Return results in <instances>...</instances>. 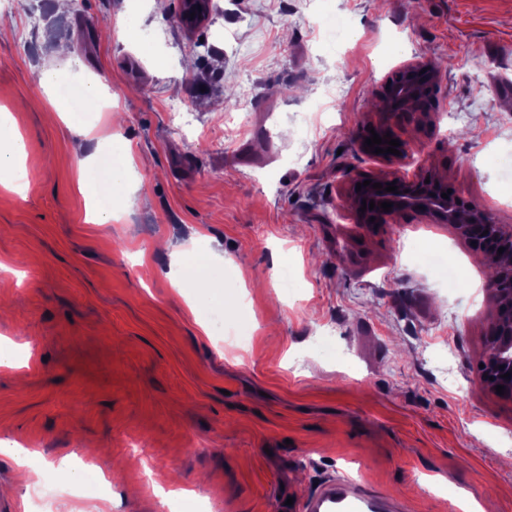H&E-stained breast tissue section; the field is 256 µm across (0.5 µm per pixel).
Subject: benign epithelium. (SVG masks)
<instances>
[{
  "label": "benign epithelium",
  "instance_id": "benign-epithelium-1",
  "mask_svg": "<svg viewBox=\"0 0 512 512\" xmlns=\"http://www.w3.org/2000/svg\"><path fill=\"white\" fill-rule=\"evenodd\" d=\"M207 16L208 12L201 0H186L187 27H192L194 22ZM428 70L430 67L424 61L410 62L399 70L400 76L396 81L385 84L379 91L380 98L386 100L383 109L384 124L381 126L384 132H391V126L408 115L406 97L415 94L414 85L424 80L428 86H433L436 75L428 73ZM367 179L381 184L382 188L375 189L369 185L361 187L359 192L356 191L357 184ZM391 182L398 186L395 193L384 191ZM345 192L356 222L366 229L372 230L390 224L403 212L416 211L453 226L459 236L470 242L480 241V248L487 244L495 250L504 248L502 255L505 260L498 265L488 288L496 303L497 312H508L509 320L505 323L499 322L488 333L485 349L479 359L483 367L478 369L477 380L481 386L491 391L495 390V386L502 385L505 394L512 396V376L504 377V374L512 373V225L497 223L490 212L476 208L452 194L446 199L441 197L447 189L430 174L417 173L411 179L396 172L371 177L357 175L349 178ZM364 200L374 201L375 208L360 211ZM384 201L392 203L391 211L385 212L380 208V203ZM372 217L375 218L373 222L370 221Z\"/></svg>",
  "mask_w": 512,
  "mask_h": 512
}]
</instances>
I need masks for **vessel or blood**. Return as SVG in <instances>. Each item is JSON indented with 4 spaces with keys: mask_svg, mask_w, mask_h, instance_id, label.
I'll use <instances>...</instances> for the list:
<instances>
[{
    "mask_svg": "<svg viewBox=\"0 0 512 512\" xmlns=\"http://www.w3.org/2000/svg\"><path fill=\"white\" fill-rule=\"evenodd\" d=\"M397 500L363 489L339 476L315 492L302 512H403Z\"/></svg>",
    "mask_w": 512,
    "mask_h": 512,
    "instance_id": "vessel-or-blood-1",
    "label": "vessel or blood"
}]
</instances>
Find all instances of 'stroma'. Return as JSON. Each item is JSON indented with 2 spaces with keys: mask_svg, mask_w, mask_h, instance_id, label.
<instances>
[{
  "mask_svg": "<svg viewBox=\"0 0 512 512\" xmlns=\"http://www.w3.org/2000/svg\"><path fill=\"white\" fill-rule=\"evenodd\" d=\"M194 30L180 0H23L0 27V109L26 153V194L0 187V444L33 451L40 505L0 454V512H167L142 461L201 512H300L345 474L408 512H512V399L476 383L496 305L476 250L405 212L369 231L343 187L390 164L366 152L380 87L436 61L429 114L393 126L425 172L512 224V0H217ZM346 24L345 41L329 32ZM107 77L90 134L28 108L57 42ZM210 53L191 54L194 42ZM291 87L282 95L283 87ZM251 119L239 128L235 103ZM132 149V206L86 218L81 159ZM431 242L472 274L449 280ZM231 282L225 345L184 253ZM243 262L241 275L231 266ZM184 283L176 292L175 283ZM86 456L78 495L51 462ZM294 505H287V498Z\"/></svg>",
  "mask_w": 512,
  "mask_h": 512,
  "instance_id": "stroma-1",
  "label": "stroma"
}]
</instances>
